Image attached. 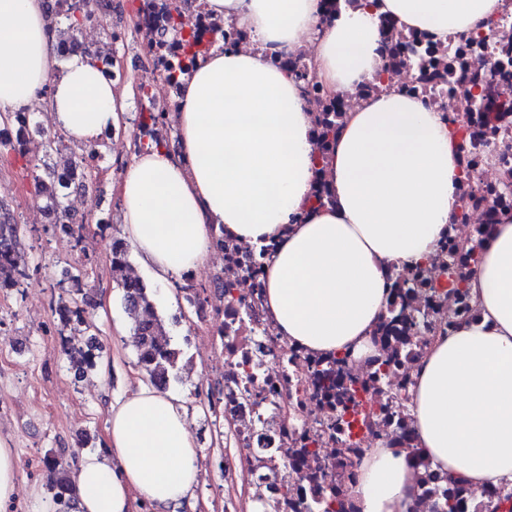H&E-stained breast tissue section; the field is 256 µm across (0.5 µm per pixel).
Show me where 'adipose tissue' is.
I'll use <instances>...</instances> for the list:
<instances>
[{
    "instance_id": "obj_1",
    "label": "adipose tissue",
    "mask_w": 512,
    "mask_h": 512,
    "mask_svg": "<svg viewBox=\"0 0 512 512\" xmlns=\"http://www.w3.org/2000/svg\"><path fill=\"white\" fill-rule=\"evenodd\" d=\"M498 0H369L319 22L318 0H206L251 35L243 50L213 48L182 84L177 150L151 142L123 170L124 234L140 265L168 289L217 252L225 229L274 244L264 303L279 335L318 353L371 358L385 309L386 271L425 261L456 211V144L440 113L389 92L349 113L326 156L302 85L269 62L317 34L316 75L328 91L379 71L378 14L447 39ZM45 103L52 124L93 144L120 116L112 82L77 54L60 58L44 0H0V112ZM327 168L331 203L313 178ZM478 321L433 342L412 396L420 454L474 492L512 491V215L479 252L469 283ZM199 473L181 396L139 380L113 398L100 450L70 472V512H180ZM413 458L376 444L358 467L359 512H412Z\"/></svg>"
}]
</instances>
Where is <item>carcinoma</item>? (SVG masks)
<instances>
[{"label": "carcinoma", "mask_w": 512, "mask_h": 512, "mask_svg": "<svg viewBox=\"0 0 512 512\" xmlns=\"http://www.w3.org/2000/svg\"><path fill=\"white\" fill-rule=\"evenodd\" d=\"M112 0H74L73 5L55 9L46 4V9L54 19L62 17L67 21V28L58 31L59 43L77 39V34L91 21L102 16L103 10L111 8ZM162 36L176 44L180 51L178 56L163 71L167 81L182 83L185 76L184 62L197 63L212 48L202 43L195 32L188 30L180 9L168 16L167 26ZM111 43L100 51H82L96 62L103 73L112 72L115 58L112 45L118 37H110ZM76 173L64 175L61 171L47 167L43 174L34 176L36 197L43 202V209L49 216V226L53 231H62L80 244L84 241L86 224L94 222L99 230L108 227L104 218L91 212L79 219L75 218L64 200L68 191L75 183ZM129 265L128 254L123 246L113 249L110 259V270L118 287L123 289L125 306L132 319V344L136 351L137 366L145 373L150 382L158 389L164 390L174 378L182 351L172 345L166 335L164 320L157 314L150 287L140 279L130 280L125 275ZM31 256L22 238L20 225L16 224L10 210L0 204V289H13L22 286L29 277ZM89 277L88 269L81 264L75 271L67 272L71 296L66 302L56 307V313L62 330L69 331L71 336H84L90 331L91 325L86 317L88 300L84 292V281ZM75 375L81 377L96 367L93 353V341L88 340L83 346L65 345ZM62 450H49L44 457L45 466L56 474L52 486L53 500L57 505L56 512H69L70 501L75 496V489L69 481V470L72 462L61 458ZM473 491L464 483L448 482L442 500L443 512H467ZM483 512H512V493L500 489L495 490L489 500L481 503Z\"/></svg>", "instance_id": "cac0c4a2"}]
</instances>
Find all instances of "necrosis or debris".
<instances>
[{
  "label": "necrosis or debris",
  "instance_id": "4bbe7bcc",
  "mask_svg": "<svg viewBox=\"0 0 512 512\" xmlns=\"http://www.w3.org/2000/svg\"><path fill=\"white\" fill-rule=\"evenodd\" d=\"M184 15L202 41L233 35L248 46L236 22L210 16L204 0H184ZM381 79L327 94L306 89L311 112H348L381 93L395 91L442 114L457 142L458 209L431 259L390 268L396 294L418 325L381 317L371 336L375 362L314 353L274 332L263 305L266 267L255 246L225 236L220 250L228 298L194 299L199 322L220 323L224 370L218 408L233 449L224 475L246 482L263 512H328V484L340 480L353 492L368 448L385 442L406 453L417 446L410 394L434 337L451 335L476 320L472 299L450 300V283L466 284L476 264L463 246L488 241L503 214H512V0L472 30L436 40L427 32L379 19ZM387 362L375 378L376 362Z\"/></svg>",
  "mask_w": 512,
  "mask_h": 512
}]
</instances>
